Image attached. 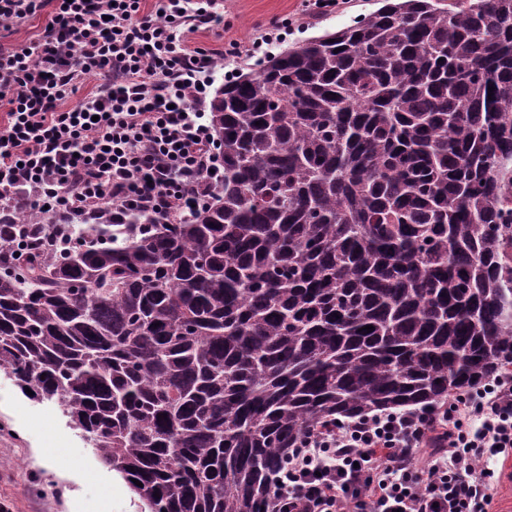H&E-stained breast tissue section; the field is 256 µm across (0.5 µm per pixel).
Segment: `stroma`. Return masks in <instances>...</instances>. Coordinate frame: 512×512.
Instances as JSON below:
<instances>
[{
    "label": "stroma",
    "mask_w": 512,
    "mask_h": 512,
    "mask_svg": "<svg viewBox=\"0 0 512 512\" xmlns=\"http://www.w3.org/2000/svg\"><path fill=\"white\" fill-rule=\"evenodd\" d=\"M229 29L221 35L195 34L200 45L219 48L239 41L249 54L239 68L278 53L287 44L336 30L354 17L377 9V0H348L341 10L290 29L286 38L255 46L262 25L301 11V0H221ZM116 473L105 467L94 448L69 426L58 405L25 397L0 371V506L7 512H140L129 495L112 488Z\"/></svg>",
    "instance_id": "obj_1"
}]
</instances>
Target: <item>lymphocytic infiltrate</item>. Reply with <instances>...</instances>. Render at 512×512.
Masks as SVG:
<instances>
[{"mask_svg": "<svg viewBox=\"0 0 512 512\" xmlns=\"http://www.w3.org/2000/svg\"><path fill=\"white\" fill-rule=\"evenodd\" d=\"M43 13L40 37L0 49V209L43 211L53 246L65 215L107 206L116 224H168L200 204L223 175L202 106L220 61L242 55L190 40L229 27L215 0H0L7 24ZM90 77L91 96L65 106ZM511 452L509 373L439 412L311 431L276 493L288 512H489V464Z\"/></svg>", "mask_w": 512, "mask_h": 512, "instance_id": "lymphocytic-infiltrate-1", "label": "lymphocytic infiltrate"}]
</instances>
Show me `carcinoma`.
<instances>
[{
    "instance_id": "cac0c4a2",
    "label": "carcinoma",
    "mask_w": 512,
    "mask_h": 512,
    "mask_svg": "<svg viewBox=\"0 0 512 512\" xmlns=\"http://www.w3.org/2000/svg\"><path fill=\"white\" fill-rule=\"evenodd\" d=\"M382 2L215 90L207 206L0 213V370L148 512H279L308 430L512 372V0Z\"/></svg>"
}]
</instances>
